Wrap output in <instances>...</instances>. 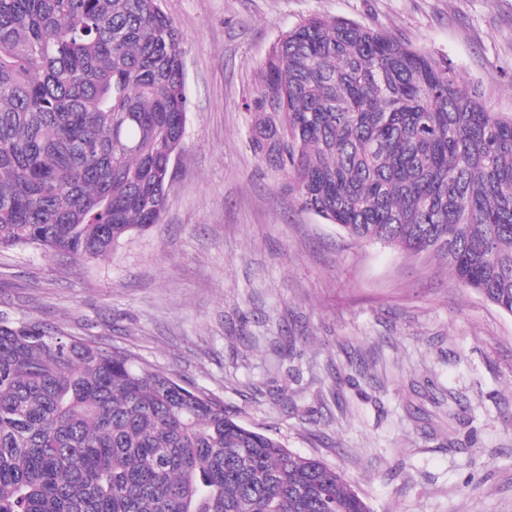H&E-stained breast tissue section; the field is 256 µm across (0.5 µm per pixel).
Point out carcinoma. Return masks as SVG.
Instances as JSON below:
<instances>
[{"label":"carcinoma","instance_id":"carcinoma-1","mask_svg":"<svg viewBox=\"0 0 512 512\" xmlns=\"http://www.w3.org/2000/svg\"><path fill=\"white\" fill-rule=\"evenodd\" d=\"M161 0H0V249L108 260L160 221L189 112ZM250 146L360 242L432 252L512 315V115L426 52L311 16L249 92ZM0 512H372L171 373L0 318Z\"/></svg>","mask_w":512,"mask_h":512}]
</instances>
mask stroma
Wrapping results in <instances>:
<instances>
[{"mask_svg": "<svg viewBox=\"0 0 512 512\" xmlns=\"http://www.w3.org/2000/svg\"><path fill=\"white\" fill-rule=\"evenodd\" d=\"M190 101L159 223L108 261L0 250V317L120 348L336 468L373 512H512V315L446 260L352 239L249 147L245 99L311 16L398 37L512 113V0H163Z\"/></svg>", "mask_w": 512, "mask_h": 512, "instance_id": "35a3bbf8", "label": "stroma"}]
</instances>
